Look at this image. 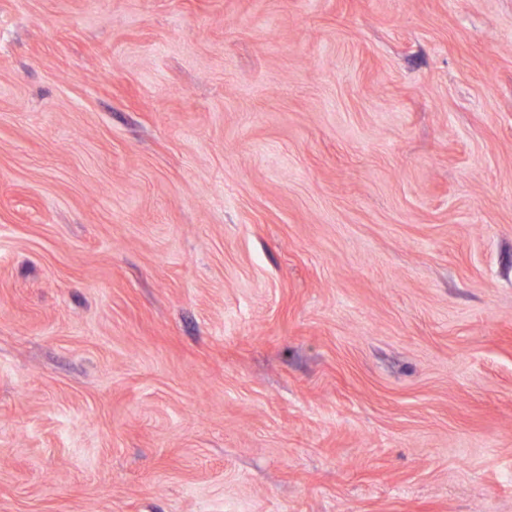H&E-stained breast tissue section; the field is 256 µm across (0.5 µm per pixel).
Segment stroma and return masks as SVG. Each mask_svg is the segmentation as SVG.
<instances>
[{"mask_svg":"<svg viewBox=\"0 0 512 512\" xmlns=\"http://www.w3.org/2000/svg\"><path fill=\"white\" fill-rule=\"evenodd\" d=\"M0 512H512V0H0Z\"/></svg>","mask_w":512,"mask_h":512,"instance_id":"35a3bbf8","label":"stroma"}]
</instances>
